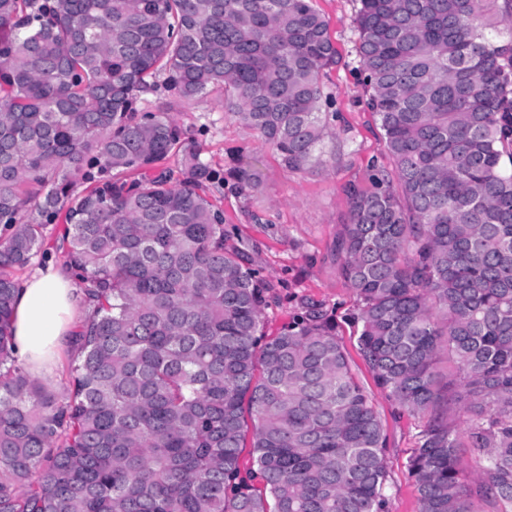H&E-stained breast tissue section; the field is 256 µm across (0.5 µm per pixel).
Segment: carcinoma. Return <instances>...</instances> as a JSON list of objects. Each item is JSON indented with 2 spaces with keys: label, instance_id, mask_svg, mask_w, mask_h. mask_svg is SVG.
<instances>
[{
  "label": "carcinoma",
  "instance_id": "cac0c4a2",
  "mask_svg": "<svg viewBox=\"0 0 512 512\" xmlns=\"http://www.w3.org/2000/svg\"><path fill=\"white\" fill-rule=\"evenodd\" d=\"M357 2L397 177L345 188L358 349L423 420L419 512H512V0ZM340 61L313 0H0V512H385L383 424L336 323L303 300L265 332L275 285L226 246L208 164L167 104L138 107L222 90L289 168L334 164ZM61 214L86 308L64 402L12 334L14 271Z\"/></svg>",
  "mask_w": 512,
  "mask_h": 512
}]
</instances>
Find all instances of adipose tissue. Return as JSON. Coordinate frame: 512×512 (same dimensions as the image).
<instances>
[{"label": "adipose tissue", "mask_w": 512, "mask_h": 512, "mask_svg": "<svg viewBox=\"0 0 512 512\" xmlns=\"http://www.w3.org/2000/svg\"><path fill=\"white\" fill-rule=\"evenodd\" d=\"M78 292L69 274L46 260L18 283L12 323L14 354L33 373L51 372L59 351L66 348Z\"/></svg>", "instance_id": "ef3b65f1"}]
</instances>
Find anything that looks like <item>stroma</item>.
Segmentation results:
<instances>
[{
  "instance_id": "stroma-1",
  "label": "stroma",
  "mask_w": 512,
  "mask_h": 512,
  "mask_svg": "<svg viewBox=\"0 0 512 512\" xmlns=\"http://www.w3.org/2000/svg\"><path fill=\"white\" fill-rule=\"evenodd\" d=\"M329 22L341 57L324 76L337 119L324 140L339 152L335 166L293 170L279 151L229 113L224 96L212 92L190 102H175V119L193 136L202 160L217 177L210 192L221 201L229 234L228 247H248L254 268L277 286L278 300L265 311L268 333H276L295 316L303 299L322 303L336 323L351 368L370 393L387 437L389 490L387 512H418L413 482L407 472L420 421L404 412L377 387L357 350L356 296L338 271L337 237L347 220L344 193L353 184L372 187V162L388 163L383 132L363 104L353 24L355 0H315ZM245 168L253 186L234 173Z\"/></svg>"
}]
</instances>
